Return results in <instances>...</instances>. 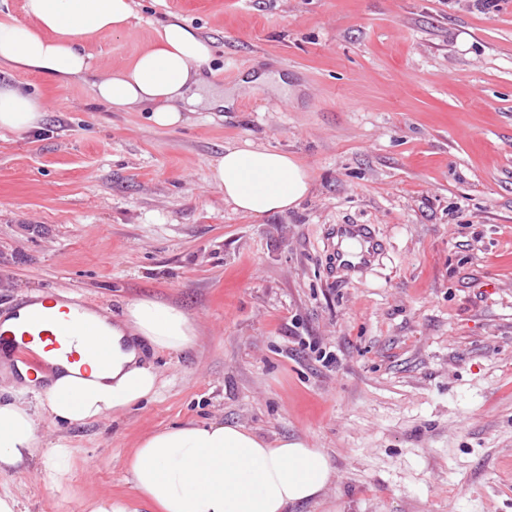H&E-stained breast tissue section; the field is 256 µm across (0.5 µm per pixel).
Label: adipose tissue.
<instances>
[{"label": "adipose tissue", "mask_w": 512, "mask_h": 512, "mask_svg": "<svg viewBox=\"0 0 512 512\" xmlns=\"http://www.w3.org/2000/svg\"><path fill=\"white\" fill-rule=\"evenodd\" d=\"M25 21L0 22V66L43 74L58 83L91 82L96 100L114 112L145 110L173 128L205 101L203 66L213 57L205 40L180 17L162 24L153 46L128 66L100 73L85 43L121 33L134 16L133 0H24ZM44 113L29 89L0 84V130L38 129ZM213 177L236 211L260 218L298 206L310 176L286 153L225 149ZM92 334L80 362L50 357L49 378L18 365L19 393H35L40 408L0 400V465L16 468L35 456L56 480L69 465L66 448L45 447L38 420L85 423L131 407L157 392L158 377L144 350L181 352L196 339L184 310L152 298L132 301L121 318L87 310L77 336ZM134 489L160 512H292L316 501L333 469L326 454L301 439L269 441L221 421L176 424L139 442L129 460Z\"/></svg>", "instance_id": "1"}]
</instances>
